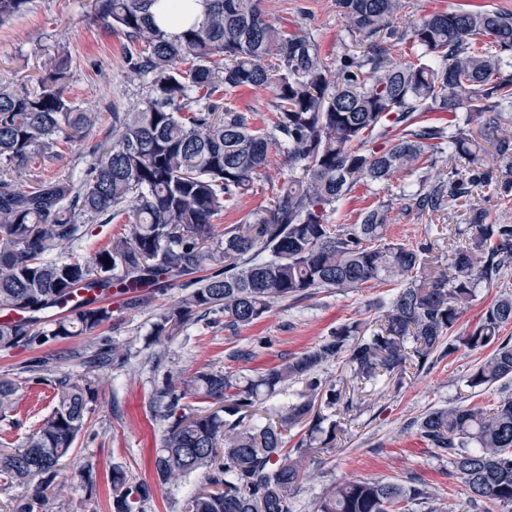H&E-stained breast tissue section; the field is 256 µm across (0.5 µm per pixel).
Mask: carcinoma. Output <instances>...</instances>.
<instances>
[{"instance_id": "obj_1", "label": "carcinoma", "mask_w": 512, "mask_h": 512, "mask_svg": "<svg viewBox=\"0 0 512 512\" xmlns=\"http://www.w3.org/2000/svg\"><path fill=\"white\" fill-rule=\"evenodd\" d=\"M178 0H94L95 16L133 47L129 70L148 83L129 111L112 113L109 140L88 148L78 180L45 179L34 164L60 142H84L95 116L65 97L73 79L58 56L34 92L0 83V348L89 335L112 318L103 297L117 288L139 306L148 289L184 281L191 288L154 325L159 341L213 311L246 327L283 301L316 289L360 288L399 280L401 288L372 331L360 322L336 327L323 342L256 378L222 370L166 373L160 483L201 477L182 512H291L306 478L303 458L334 449L337 422L315 411L323 390L316 372L344 362L356 378L402 376L406 363H433L444 338L483 283L512 267V225L488 224L472 210L468 246L448 253L435 271L429 243L386 239V200L362 209L353 224H335L337 203L357 185L372 189L395 172L431 170L435 155L474 159L475 141L460 121L465 102L489 124L512 112V12L439 9L399 32L407 0H336L349 31L365 47L329 64L315 37L276 26L262 0H202V21L172 34L153 6ZM29 0H0V22ZM407 49L411 59L398 62ZM263 88L272 116L231 104L241 89ZM283 155L274 208L250 224L218 228L214 219L253 192L271 151ZM477 174L431 177L426 191H405L406 208L437 211L471 195ZM127 215L124 232L86 260L47 253L78 238L83 224ZM109 257V262L102 258ZM512 293H503L460 342L493 348L467 376L472 390L512 379ZM302 383L297 402L266 422L250 421L264 395ZM58 401L18 448H0V477L44 497L59 462L84 427L91 381H60ZM20 382L0 378V413L10 411ZM217 409H212V406ZM307 428L309 443L289 448L288 434ZM418 430L448 454L471 498L512 508V398L489 410L455 405L427 412ZM150 490L112 470L113 512H145ZM416 485L352 479L328 489L314 512H397L428 503Z\"/></svg>"}]
</instances>
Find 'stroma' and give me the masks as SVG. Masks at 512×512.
Wrapping results in <instances>:
<instances>
[{
  "label": "stroma",
  "mask_w": 512,
  "mask_h": 512,
  "mask_svg": "<svg viewBox=\"0 0 512 512\" xmlns=\"http://www.w3.org/2000/svg\"><path fill=\"white\" fill-rule=\"evenodd\" d=\"M90 4L91 0H31L23 15L0 22V82L34 91L43 66L58 53H66L73 73L66 96L76 107L98 116L85 144L60 146L58 156L39 167L45 178H65L85 167L88 145L105 138L113 113L129 111L147 92L145 82L127 75L126 37L95 19ZM262 7L286 30L299 25L310 29L326 59L361 47L346 30L336 0H263ZM480 146L481 169L489 181L473 189L466 204L433 213L405 211L397 201L399 191L419 189L420 177L399 172L378 195L356 187L341 203L336 222L354 223L358 212L375 199H389L393 202L389 237L431 243L441 255L467 246V236L449 237L448 227L468 224L471 209L484 210L490 223L512 224V196L504 198L496 191L508 168L488 140H481ZM397 292L396 285L386 283L318 289L273 306L250 326L234 331L225 327L223 315L211 313L189 322L171 340L154 345L150 342L154 324L182 294L178 288H163L137 308L126 306L122 296H113L111 321L93 334L50 339L30 348H0V375L12 378L25 375V365L33 360L48 362L53 376L61 378L83 375L84 361L96 349L114 347L121 355L98 372L77 446L60 463L66 487L49 495L45 512H112L109 478L116 468L124 471L129 484L148 485L145 512H180L189 484H160L154 467L164 427L163 409L154 397L167 370L178 367L189 374L223 370L238 377L255 376L317 346L341 324L376 319ZM487 356V351L460 345L428 369L407 366L402 380L382 376L359 386L341 365H324L320 378L341 391H354L362 403L349 415L322 407L327 420L340 422L342 430L335 450L305 458L303 465L312 477L303 481L292 512H312L327 489L350 479L420 483L445 512H484L447 457L420 436L416 423L433 409L461 401L489 408L512 397V380L476 390L467 387L468 374ZM27 377L28 386L18 392L15 411L0 416V440L17 445L55 404L54 391L43 383L41 374Z\"/></svg>",
  "instance_id": "obj_1"
}]
</instances>
